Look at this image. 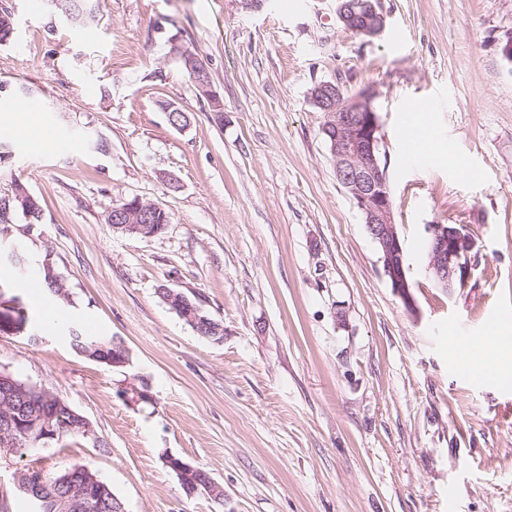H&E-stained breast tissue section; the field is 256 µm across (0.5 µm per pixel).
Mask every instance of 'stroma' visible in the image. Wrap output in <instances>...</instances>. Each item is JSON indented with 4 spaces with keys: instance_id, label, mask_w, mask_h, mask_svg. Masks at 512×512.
Listing matches in <instances>:
<instances>
[{
    "instance_id": "obj_1",
    "label": "stroma",
    "mask_w": 512,
    "mask_h": 512,
    "mask_svg": "<svg viewBox=\"0 0 512 512\" xmlns=\"http://www.w3.org/2000/svg\"><path fill=\"white\" fill-rule=\"evenodd\" d=\"M93 37L50 9L0 0V193L27 184L40 223L0 236V290L27 331L0 334V368L63 399L96 437L0 452V503L31 512L24 462L86 465L124 512H512V326L496 380L473 381L448 338L512 312V66L500 41L512 0H381L386 27L344 30L336 0H93ZM195 53L224 100L216 121L171 53ZM372 88L394 221L415 299L407 309L336 178L311 87ZM179 109L186 125L170 123ZM70 152L41 139L44 113ZM433 149L404 163L407 115ZM169 213L144 238L107 224L117 201ZM473 241L465 285L426 269V225ZM52 257L69 295L33 296ZM184 292L224 327L198 335L160 298ZM65 318L46 327L45 308ZM123 342L109 367L70 329ZM148 400H131L130 387ZM224 489L186 495L164 458Z\"/></svg>"
}]
</instances>
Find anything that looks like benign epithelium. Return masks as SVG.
<instances>
[{
    "label": "benign epithelium",
    "instance_id": "obj_1",
    "mask_svg": "<svg viewBox=\"0 0 512 512\" xmlns=\"http://www.w3.org/2000/svg\"><path fill=\"white\" fill-rule=\"evenodd\" d=\"M356 10L348 3H338L337 17L342 27L357 35L378 36L385 28L386 17L379 0H362ZM314 104L325 114L322 125L328 136L327 145L336 165V177L362 216L369 234L379 251L383 276L407 309L414 308V297L406 275L404 248L397 225L393 219V204L386 172L380 159L381 124L374 111L372 91L362 88L354 93L341 81L327 82L312 91ZM148 215L138 216L136 224H116L114 228L129 234L154 237L161 229L146 223ZM427 269L440 288L453 291L466 283L470 268L472 239L465 230L453 224H428ZM11 304L0 301V334L18 335L22 332L17 316L9 310ZM190 322L200 328V333L212 335L222 331V326L198 314ZM20 383L12 373L0 369V439L6 440L20 429L24 440L31 446L44 444L57 437L51 419L43 415L23 419L10 411L19 394ZM172 467L188 494L205 484L208 493L221 498L224 490L201 469L173 455L164 457ZM65 480L71 483L67 496L55 501L58 512H74L85 506L87 479L68 473Z\"/></svg>",
    "mask_w": 512,
    "mask_h": 512
}]
</instances>
